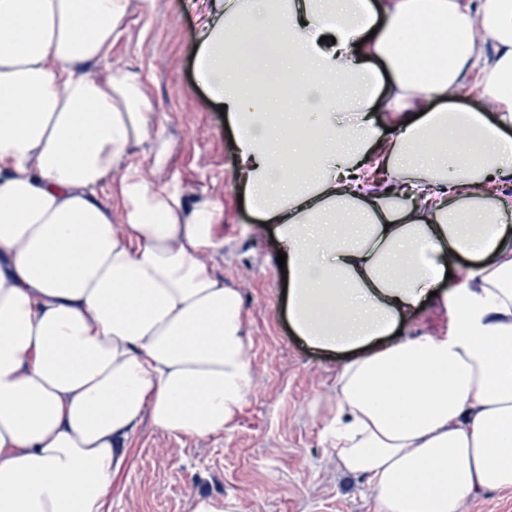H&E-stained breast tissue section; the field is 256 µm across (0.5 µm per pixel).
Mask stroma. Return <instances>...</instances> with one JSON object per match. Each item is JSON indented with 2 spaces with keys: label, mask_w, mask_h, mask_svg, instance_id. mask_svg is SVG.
<instances>
[{
  "label": "stroma",
  "mask_w": 512,
  "mask_h": 512,
  "mask_svg": "<svg viewBox=\"0 0 512 512\" xmlns=\"http://www.w3.org/2000/svg\"><path fill=\"white\" fill-rule=\"evenodd\" d=\"M208 10V0H131L112 58L144 79L151 131L172 144L169 168L147 178H177L188 202L217 207L224 247L207 261L241 293L255 381L223 433L188 438L143 421L110 512H189L196 495L236 501L241 512H383L363 478L336 473L322 430L340 358L291 331L280 245L239 201L234 134L196 75Z\"/></svg>",
  "instance_id": "stroma-1"
}]
</instances>
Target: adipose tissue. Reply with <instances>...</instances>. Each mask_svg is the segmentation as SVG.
<instances>
[{
  "label": "adipose tissue",
  "instance_id": "adipose-tissue-1",
  "mask_svg": "<svg viewBox=\"0 0 512 512\" xmlns=\"http://www.w3.org/2000/svg\"><path fill=\"white\" fill-rule=\"evenodd\" d=\"M129 6L0 0V512H109L143 419L207 438L254 383L241 294L204 259L214 204L145 176L171 152L112 61ZM474 71L495 120L451 103ZM198 77L286 255L297 336L349 354L337 472L386 512L512 491V0H212ZM432 295L448 326L414 333Z\"/></svg>",
  "mask_w": 512,
  "mask_h": 512
}]
</instances>
